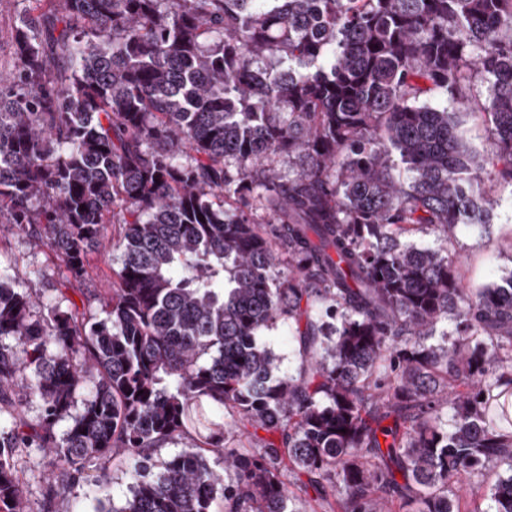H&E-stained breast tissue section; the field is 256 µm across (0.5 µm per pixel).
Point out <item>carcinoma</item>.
<instances>
[{"instance_id": "obj_1", "label": "carcinoma", "mask_w": 512, "mask_h": 512, "mask_svg": "<svg viewBox=\"0 0 512 512\" xmlns=\"http://www.w3.org/2000/svg\"><path fill=\"white\" fill-rule=\"evenodd\" d=\"M12 29L0 224L58 281L0 265V512H33L34 450L55 495L94 470L97 512H512V272L471 295L407 242L488 223L483 173L512 182V0H15ZM474 79L482 156L429 103ZM6 224H0V252L4 263H10L21 281L27 282L33 289L44 290L49 294L53 288L56 274L53 275L50 258L46 249L35 238H22L12 235L6 230ZM42 268L50 274L45 279H35L30 275L33 269ZM48 290V291H47ZM120 266V251L111 250L110 253H93L91 260V277L80 288L85 296L91 299L95 306L96 298L111 288L113 270ZM294 335V326L290 323H280L277 329L269 333L268 344L279 360V367L283 373L294 372L300 359L296 345L291 343L289 336Z\"/></svg>"}]
</instances>
